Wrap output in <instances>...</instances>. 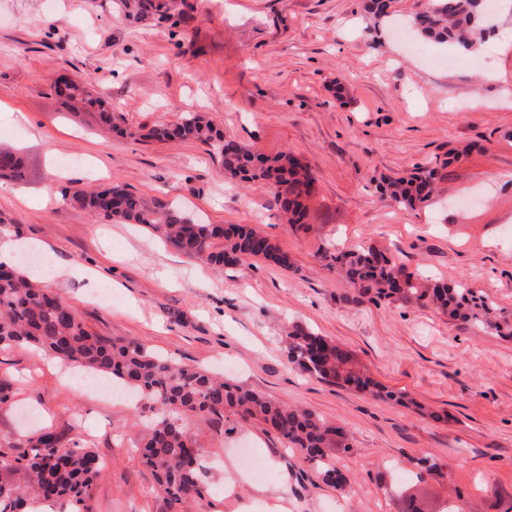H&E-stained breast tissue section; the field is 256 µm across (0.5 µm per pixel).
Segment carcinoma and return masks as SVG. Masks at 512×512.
<instances>
[{"label": "carcinoma", "instance_id": "cac0c4a2", "mask_svg": "<svg viewBox=\"0 0 512 512\" xmlns=\"http://www.w3.org/2000/svg\"><path fill=\"white\" fill-rule=\"evenodd\" d=\"M111 3L114 16L124 21L183 29L191 20L185 10L186 0ZM486 3L487 0H428L427 9L411 17L407 26L418 37L435 44L459 45L469 50L494 30L487 24ZM394 4L395 0H364L363 10L368 21L378 26L397 21ZM56 87L57 94L67 101L82 95L88 105L98 107L102 123L118 136L199 143L220 159L225 176L269 184L292 231L309 229L307 200L313 194L315 178L292 153L283 151L273 157L257 153L224 138L223 131L197 112L187 113L174 124L129 133L114 122L112 109L83 84L61 79L56 81ZM459 156L460 152L455 151L452 158L420 165L408 176L385 178L378 184L380 194L397 206H425L443 179L441 170ZM2 172L16 181L28 179V165L20 150L0 146ZM70 201L108 221L142 224L177 251L212 266L250 265L264 260L286 270L292 268L288 253L260 229L243 224H204L184 208L140 195L122 183L91 191L77 190ZM216 239L223 241L220 250L213 247ZM321 259L327 269L348 284L354 302L434 308L453 320L512 338V314L464 282L450 285L409 272L395 257L370 246L335 248L324 252ZM288 338L287 360L303 373L350 386L381 402H408L406 393L390 391L355 369L350 355L332 340L300 326L288 332ZM20 345L42 349L87 375L140 393L153 418L136 447L142 463L155 473L157 491L168 501L172 512H178L176 507L183 499L202 496L201 449L186 426L188 418L197 414L222 417L231 411L244 420H256L288 447L318 463L326 484L338 490L350 485L349 477L326 461L330 448L351 450L341 427L203 369L180 365L140 345L96 335L52 286L30 279L22 263L0 262V350ZM7 447L13 452L0 453V472H22L25 480L22 484L0 480V512H29V506L36 503L57 504L67 512H89L86 502L103 471L90 448L76 440L64 441L49 427L10 442Z\"/></svg>", "mask_w": 512, "mask_h": 512}]
</instances>
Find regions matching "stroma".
I'll return each instance as SVG.
<instances>
[{
	"label": "stroma",
	"instance_id": "obj_1",
	"mask_svg": "<svg viewBox=\"0 0 512 512\" xmlns=\"http://www.w3.org/2000/svg\"><path fill=\"white\" fill-rule=\"evenodd\" d=\"M188 2L192 19L174 34L116 19L109 0H0V143L23 149L32 172L23 184L0 178V227L65 268L54 287L90 332L224 374L349 437L351 452L328 453L351 478L339 492L262 424L191 417L204 495L180 512H402L388 488L421 458L442 472L414 487L418 498L435 506L461 490L473 512H503L512 501V339L428 309L345 302L321 256L369 245L512 312V44L454 53L422 39L411 53L383 26L371 48L360 0ZM62 76L93 81L124 127L207 112L256 152L293 153L316 179L309 232L282 224L265 183L225 179L198 143L103 133L96 110L62 106L52 89ZM465 145L444 171L443 197L416 210L381 200V177ZM73 156L85 168L58 178L59 160ZM112 182L207 224L258 225L294 267H205L145 226L94 218L66 196ZM295 324L335 341L415 407L300 372L286 357ZM0 378L15 388L0 405L1 441L49 425L96 453L104 470L90 512H170L135 448L147 420L138 399L92 397L28 346L0 351ZM241 448L258 450L269 481L238 474Z\"/></svg>",
	"mask_w": 512,
	"mask_h": 512
}]
</instances>
